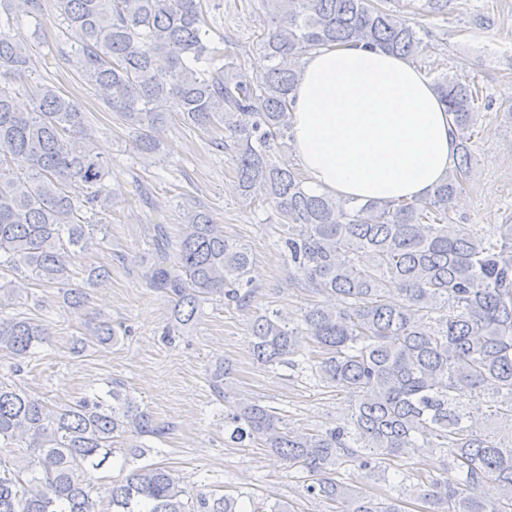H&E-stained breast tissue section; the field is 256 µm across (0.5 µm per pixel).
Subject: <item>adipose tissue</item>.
I'll return each mask as SVG.
<instances>
[{
    "label": "adipose tissue",
    "instance_id": "adipose-tissue-1",
    "mask_svg": "<svg viewBox=\"0 0 512 512\" xmlns=\"http://www.w3.org/2000/svg\"><path fill=\"white\" fill-rule=\"evenodd\" d=\"M293 139L313 190L415 200L456 158L450 117L411 60L355 44L312 52L294 92Z\"/></svg>",
    "mask_w": 512,
    "mask_h": 512
}]
</instances>
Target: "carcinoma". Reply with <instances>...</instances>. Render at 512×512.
<instances>
[{"label": "carcinoma", "instance_id": "carcinoma-1", "mask_svg": "<svg viewBox=\"0 0 512 512\" xmlns=\"http://www.w3.org/2000/svg\"><path fill=\"white\" fill-rule=\"evenodd\" d=\"M53 2L84 35L76 71L132 130L138 152H160L153 130L173 112L190 126L224 129L216 147L232 164L242 199L270 206L289 278L310 298L296 317L257 316L251 354L265 367L296 369L303 343L312 342L322 352L313 375L351 399L350 420L317 433L288 427L274 407L246 403L225 422L230 438L275 450L311 478L307 493L332 512H403L402 486H390L396 497L370 495L336 480V470L356 463L373 477L384 461L418 448L449 452L444 476L422 477L412 488L427 512H512V224L485 236L451 217L476 175L477 91L456 74L434 77L457 156L421 199H338L277 161L293 139L292 93L311 51L355 43L416 60L438 51L433 35L391 0H259L264 73L254 81L213 38L206 0ZM21 14L42 24L45 0H0V270H31L77 309L82 292L72 287L71 267L112 212L111 167L70 96L40 84L31 111L17 110L12 84L31 63L28 44L10 34ZM183 226L171 260L165 225H152L159 258L146 275L174 299V327L194 325L211 300L248 306L247 249L204 209L187 211ZM12 296L0 286V351L13 377L28 368L46 332L36 318L6 313ZM93 336L108 346L118 331L102 320ZM229 375L226 365L211 372L217 396ZM484 415L491 433L476 426ZM129 432L161 435L119 382L51 407L0 376V446L21 435L29 449L22 466L0 457V512H101L102 493L111 512H244L226 495L185 500L186 480L153 465L99 490L89 475L115 452L131 462L144 457L137 445L113 448ZM488 482L500 491L494 501L479 492Z\"/></svg>", "mask_w": 512, "mask_h": 512}]
</instances>
